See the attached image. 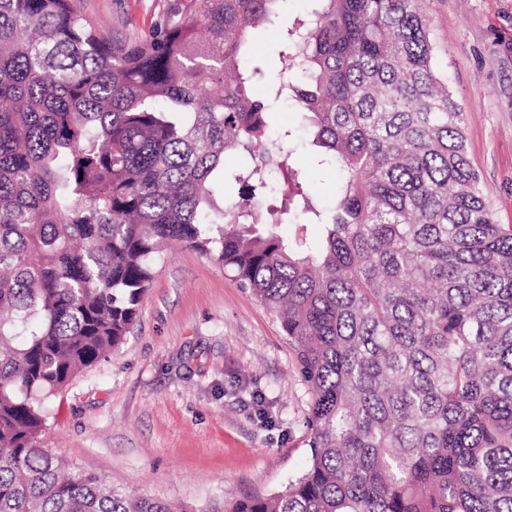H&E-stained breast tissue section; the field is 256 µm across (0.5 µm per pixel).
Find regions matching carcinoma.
I'll return each instance as SVG.
<instances>
[{
	"label": "carcinoma",
	"instance_id": "obj_1",
	"mask_svg": "<svg viewBox=\"0 0 512 512\" xmlns=\"http://www.w3.org/2000/svg\"><path fill=\"white\" fill-rule=\"evenodd\" d=\"M281 2L165 0L124 34L81 0H0V512H175L43 446L44 401L125 342L174 241L280 319L308 393L301 473L216 512H512V225L430 18L318 0L280 26L270 81L252 37ZM285 99L341 175L330 210L293 131L270 138ZM274 170L294 189L262 218Z\"/></svg>",
	"mask_w": 512,
	"mask_h": 512
}]
</instances>
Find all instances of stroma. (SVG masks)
Masks as SVG:
<instances>
[{
	"label": "stroma",
	"mask_w": 512,
	"mask_h": 512,
	"mask_svg": "<svg viewBox=\"0 0 512 512\" xmlns=\"http://www.w3.org/2000/svg\"><path fill=\"white\" fill-rule=\"evenodd\" d=\"M163 0H83L106 27L147 25ZM438 64L462 107L469 159L497 223L512 225V0H424ZM294 158L313 202L338 175ZM305 389L273 313L223 266L164 250L125 343L50 400L44 446L113 487L212 512L283 491L310 448Z\"/></svg>",
	"instance_id": "35a3bbf8"
}]
</instances>
